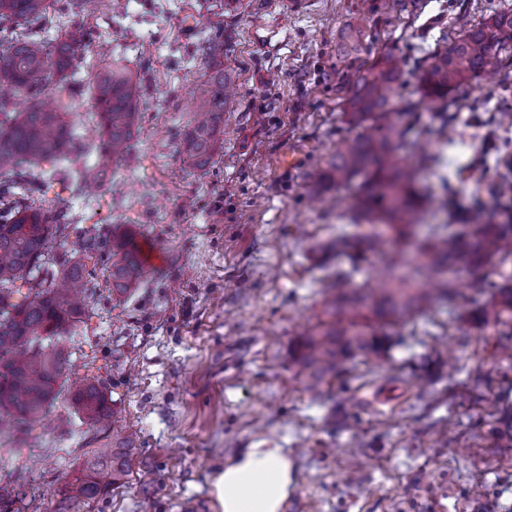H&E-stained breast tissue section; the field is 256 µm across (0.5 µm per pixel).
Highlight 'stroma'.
Returning a JSON list of instances; mask_svg holds the SVG:
<instances>
[{
    "instance_id": "stroma-1",
    "label": "stroma",
    "mask_w": 512,
    "mask_h": 512,
    "mask_svg": "<svg viewBox=\"0 0 512 512\" xmlns=\"http://www.w3.org/2000/svg\"><path fill=\"white\" fill-rule=\"evenodd\" d=\"M92 21L140 83L139 130L104 188L73 199L78 223L138 231L162 264L119 297L109 273L93 275L90 318L62 344L65 384L104 380L120 425L139 450L124 486L67 512H220L214 478L242 448L270 442L292 464L284 512H512V447L489 433L512 409V319L495 322L494 289L402 319L352 352L318 389L302 361L306 339L326 321L322 281L336 268L321 254L365 225L344 214L349 193L315 196L338 141L358 69L385 55L406 60L392 109H413L420 140L434 141L442 109L421 96L425 61L441 36L457 37L512 0H122ZM365 17L363 52L344 55L341 31ZM224 37V72L237 93L211 162L184 171L177 151L196 119L192 91L210 38ZM87 53L71 81L68 116L92 140L97 118L85 88L100 71ZM452 97L453 140L443 170L424 167L430 203L415 228L433 238L440 198L448 221L465 224L475 200L490 201L512 126V50L498 70ZM111 432L93 434L65 399L25 439L0 431V479L22 483L28 512H56L60 490Z\"/></svg>"
}]
</instances>
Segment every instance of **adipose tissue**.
<instances>
[{
    "mask_svg": "<svg viewBox=\"0 0 512 512\" xmlns=\"http://www.w3.org/2000/svg\"><path fill=\"white\" fill-rule=\"evenodd\" d=\"M291 464L280 448H243L215 480L221 512H284Z\"/></svg>",
    "mask_w": 512,
    "mask_h": 512,
    "instance_id": "obj_1",
    "label": "adipose tissue"
}]
</instances>
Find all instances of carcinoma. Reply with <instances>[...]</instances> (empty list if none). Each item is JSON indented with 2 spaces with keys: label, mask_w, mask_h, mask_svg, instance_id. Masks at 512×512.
Returning a JSON list of instances; mask_svg holds the SVG:
<instances>
[{
  "label": "carcinoma",
  "mask_w": 512,
  "mask_h": 512,
  "mask_svg": "<svg viewBox=\"0 0 512 512\" xmlns=\"http://www.w3.org/2000/svg\"><path fill=\"white\" fill-rule=\"evenodd\" d=\"M51 7L47 0H0V425L26 435L57 399L69 370L62 338L83 321L88 299L89 266L106 265L112 294L125 295L144 275L145 260L137 232L124 229L93 237L72 225L63 200H42L43 182L55 177L77 198L100 186V175L117 167L130 149L139 126L137 84L132 72L114 59L93 79L90 94L98 117V143L83 144L66 120L71 105L49 96L51 83H63L78 67L89 42L76 30L53 40L44 38L42 23ZM364 30L346 28L341 42L346 54L361 51ZM432 53L421 79L424 95L453 103L451 94L499 63L503 46L512 44V13L490 15ZM224 41L210 42L207 78L193 90L204 118L185 129L177 149L187 169L203 167L224 133V106L229 83L224 76ZM405 63L386 56L362 68L347 100L348 124L361 132L341 141L331 157L330 175H321L336 188L350 189L349 220L367 224L370 233L348 239L339 236L327 253L345 257L350 270L336 268V281L357 271L367 255L378 257L372 288L334 296L333 321L307 342L305 365L319 380L340 367L348 354L369 346L374 327L369 315L396 317L424 309L437 286L438 296H459L457 266L482 267L493 260H512V177L497 182L503 206L480 205L471 224H462L409 255L407 230L418 223L420 196L411 163L400 153L415 146L410 125L389 111ZM93 151L91 168L74 169L70 155ZM49 161L53 169L33 167ZM74 237V252L64 262L54 260L57 243ZM470 287L496 288V317L512 312V278L497 284L484 275ZM105 384L95 378L72 391L70 407L88 428L101 430L114 413ZM135 450L131 435L112 434V442L93 457L60 490L62 502L90 505L104 499L112 487L124 483ZM25 492L13 482L0 484V512H11Z\"/></svg>",
  "instance_id": "obj_1"
}]
</instances>
